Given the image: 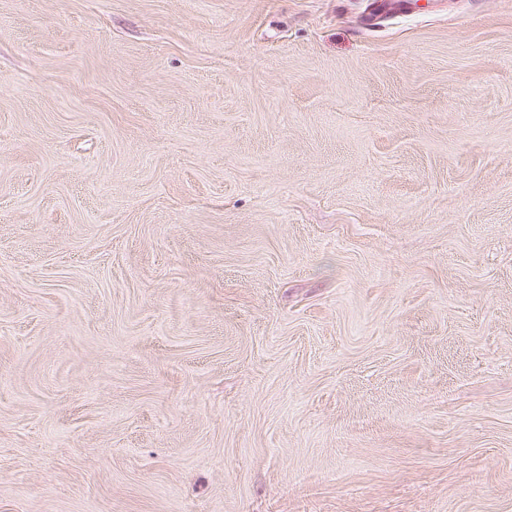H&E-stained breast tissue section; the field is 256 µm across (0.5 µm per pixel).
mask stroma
<instances>
[{
	"instance_id": "35a3bbf8",
	"label": "stroma",
	"mask_w": 512,
	"mask_h": 512,
	"mask_svg": "<svg viewBox=\"0 0 512 512\" xmlns=\"http://www.w3.org/2000/svg\"><path fill=\"white\" fill-rule=\"evenodd\" d=\"M0 512H512V0H0Z\"/></svg>"
}]
</instances>
